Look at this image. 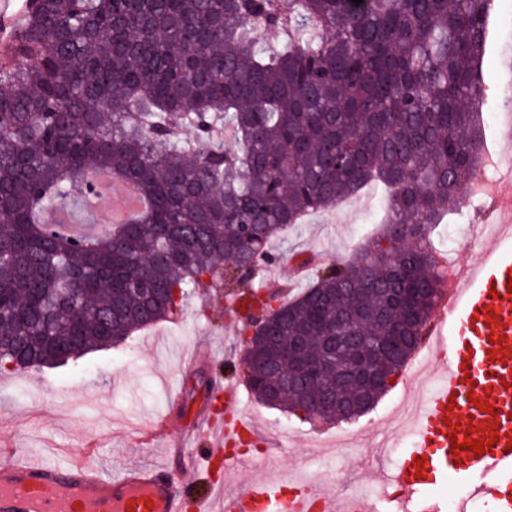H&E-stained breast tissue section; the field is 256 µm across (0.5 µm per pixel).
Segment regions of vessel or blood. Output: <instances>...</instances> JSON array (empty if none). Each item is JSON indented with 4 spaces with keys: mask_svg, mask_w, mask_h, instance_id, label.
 <instances>
[{
    "mask_svg": "<svg viewBox=\"0 0 512 512\" xmlns=\"http://www.w3.org/2000/svg\"><path fill=\"white\" fill-rule=\"evenodd\" d=\"M512 222L495 229L482 259L460 275L436 310L438 324L449 325L453 339L438 374L435 392L415 415L414 454L393 475L394 483L415 494L428 485L461 482L479 497L500 499V512H512V496L500 492L512 484ZM214 399L228 419L210 424L202 447L191 449L189 465L204 462L209 472L204 492L164 466H129L108 475L95 463H66L34 457L27 448L0 454V512H377L373 504L348 495L335 504L328 483L283 476L249 481L235 492L224 490L227 446L239 434L244 416L242 389L220 384ZM496 409L495 418L480 404ZM461 432L451 434L450 424ZM494 433L496 445L461 459L452 441H465L468 428ZM424 465H417V458Z\"/></svg>",
    "mask_w": 512,
    "mask_h": 512,
    "instance_id": "b4317fda",
    "label": "vessel or blood"
}]
</instances>
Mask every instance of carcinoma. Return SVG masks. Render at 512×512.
<instances>
[{
	"mask_svg": "<svg viewBox=\"0 0 512 512\" xmlns=\"http://www.w3.org/2000/svg\"><path fill=\"white\" fill-rule=\"evenodd\" d=\"M30 2L0 60V370L119 345L219 280L249 293L273 239L377 180L391 196L373 256L323 267L291 299L266 290L269 335L244 377L273 408L319 398V418H345L362 385H303L282 359L296 340L321 356L336 309L395 376L442 295L426 236L481 154L493 0ZM262 26L277 45H259ZM90 170L134 184L146 208L98 239L41 223L94 190ZM396 224L413 225L399 253L382 245ZM367 266L369 289L349 292Z\"/></svg>",
	"mask_w": 512,
	"mask_h": 512,
	"instance_id": "1",
	"label": "carcinoma"
}]
</instances>
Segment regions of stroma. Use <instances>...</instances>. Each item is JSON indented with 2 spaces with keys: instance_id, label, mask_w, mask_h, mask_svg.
<instances>
[{
  "instance_id": "1",
  "label": "stroma",
  "mask_w": 512,
  "mask_h": 512,
  "mask_svg": "<svg viewBox=\"0 0 512 512\" xmlns=\"http://www.w3.org/2000/svg\"><path fill=\"white\" fill-rule=\"evenodd\" d=\"M504 10L505 0H494L482 63L484 133L494 153L503 151L504 136L490 118L512 110V101L497 91L512 81V26L504 24ZM125 197L123 183L112 179L95 208L78 197L52 207L42 220L76 236H101ZM384 203V195L367 188L334 208L309 213L273 242L278 258L264 281L284 289L294 286L293 270L301 264L360 259L363 244L380 226ZM492 204L474 197L451 208L431 235L444 263L468 264L482 256L485 243L478 231ZM229 302L224 289H199L176 314L119 346L53 369L0 372V449L20 439L50 458H87L110 473L161 462L180 471L179 447L202 445L211 406L207 388L243 380L238 324ZM406 379L403 373L396 376L371 410L347 421H309L244 393L242 406L255 434L249 451L235 456L228 489L267 469L286 475L313 469L316 460L308 451L316 448L332 469L337 495L361 485L379 512H393L402 491L388 478L416 442L412 427L402 426L397 414Z\"/></svg>"
}]
</instances>
